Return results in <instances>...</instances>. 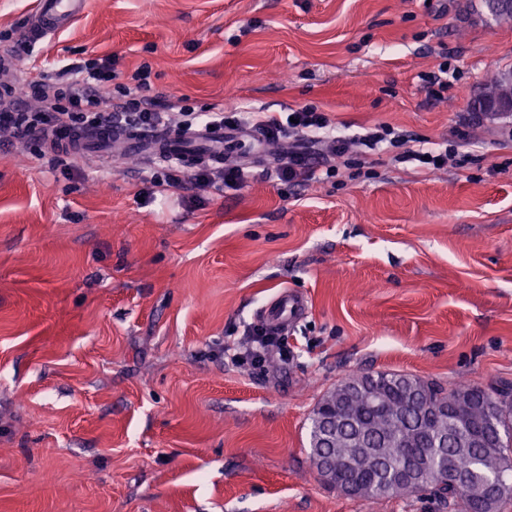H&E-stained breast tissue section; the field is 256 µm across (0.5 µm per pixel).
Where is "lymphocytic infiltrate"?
Masks as SVG:
<instances>
[{
    "mask_svg": "<svg viewBox=\"0 0 512 512\" xmlns=\"http://www.w3.org/2000/svg\"><path fill=\"white\" fill-rule=\"evenodd\" d=\"M151 75L149 65H141L133 73V86L113 88V71L101 58H89L69 68L67 76L40 74L20 82L13 99H0V133L16 141L46 140L61 132H73L87 127L122 125L138 130H150L166 123L167 115L154 99L143 96ZM185 126L206 121L210 126L236 128L249 123L261 141L277 143L285 138L300 141L331 134L332 125L325 113L311 107L271 115L253 113L241 119L238 112H195L190 105H181ZM467 131L454 135L449 148L435 153H423L408 148L406 139L395 135L393 127L381 124L363 135L361 145L377 147L381 143L402 149L404 158L425 161L435 170L448 163L460 162L459 149L465 144Z\"/></svg>",
    "mask_w": 512,
    "mask_h": 512,
    "instance_id": "f902f5d3",
    "label": "lymphocytic infiltrate"
}]
</instances>
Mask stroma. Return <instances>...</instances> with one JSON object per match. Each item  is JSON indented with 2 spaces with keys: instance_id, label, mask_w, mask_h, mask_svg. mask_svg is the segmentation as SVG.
Here are the masks:
<instances>
[{
  "instance_id": "obj_1",
  "label": "stroma",
  "mask_w": 512,
  "mask_h": 512,
  "mask_svg": "<svg viewBox=\"0 0 512 512\" xmlns=\"http://www.w3.org/2000/svg\"><path fill=\"white\" fill-rule=\"evenodd\" d=\"M94 56L199 112L312 106L353 139L386 124L460 166L381 145L302 187L249 167L161 213L136 157L0 141V512H448L366 501L318 476L321 397L361 373L512 384V116L472 101L512 69V18L481 0H89L41 72ZM448 62L442 97L422 74ZM306 313L263 364L232 366L283 290ZM467 137L468 132L466 130H460L454 134V140L452 141L453 144L446 145L444 151L432 153L406 148L403 152V158L417 160L428 168L430 167L433 170H439L444 167H448L449 161L452 163H460L461 157H466L465 155L461 156L459 154L458 148L462 147V144H465ZM424 156H427V160H424Z\"/></svg>"
}]
</instances>
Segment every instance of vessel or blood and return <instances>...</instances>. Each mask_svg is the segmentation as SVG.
Listing matches in <instances>:
<instances>
[{"mask_svg": "<svg viewBox=\"0 0 512 512\" xmlns=\"http://www.w3.org/2000/svg\"><path fill=\"white\" fill-rule=\"evenodd\" d=\"M87 5L88 0H34L24 34L26 49L22 53L9 55V68L27 66L36 44L78 20ZM171 146L180 149L189 168L224 162V132L208 127L195 131L162 128L151 133L123 126L101 127L77 136L71 142L70 150L96 160L134 155L148 161L165 153ZM305 307L302 296L286 290L265 306L262 319L273 332L282 333L299 320Z\"/></svg>", "mask_w": 512, "mask_h": 512, "instance_id": "1", "label": "vessel or blood"}]
</instances>
